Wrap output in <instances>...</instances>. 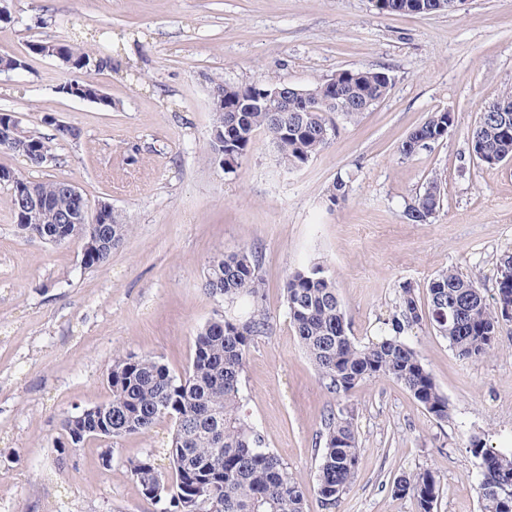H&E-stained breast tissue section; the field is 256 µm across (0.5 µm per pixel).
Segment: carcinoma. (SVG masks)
Masks as SVG:
<instances>
[{"label":"carcinoma","instance_id":"carcinoma-1","mask_svg":"<svg viewBox=\"0 0 512 512\" xmlns=\"http://www.w3.org/2000/svg\"><path fill=\"white\" fill-rule=\"evenodd\" d=\"M459 0H374L375 8L388 15L432 14L455 10ZM50 48L60 65L70 72L112 67V58L97 57L84 47L67 42H37L35 54ZM260 85L268 90L284 85L262 80L216 84L224 89V106L213 109L209 163L231 168L246 155L257 133L263 132L281 159L292 168L307 164L328 146L339 131V122H352L384 98L392 78L384 70L342 68L322 86L323 95L306 102L304 112H271L250 98ZM96 84L75 80L60 86L72 97L92 95ZM455 124L450 111L430 113L398 146L404 157L448 137ZM71 126L55 129L54 138L28 132L29 147L5 146L28 157L36 167L54 158L53 140L76 139ZM471 152L484 166L494 168L512 160V90L482 104L472 130ZM14 182L31 188L46 202L49 211L18 228L54 244L94 235L96 250L85 257L87 267L106 265L114 249L128 234L129 225L112 212L105 224H57L54 214L69 211L74 200L70 184L46 179L31 181L8 169ZM442 178L433 177L424 190L410 198L405 218L413 224H428L440 208ZM347 182L338 177L328 188V201L345 200ZM500 277L493 302H487L474 281L446 270L427 285V310L419 307L414 288L402 286L399 314L392 321L395 335L365 345L350 333L346 310L328 270L314 263L286 276L283 291L288 315L302 349L314 364L319 379L331 395H346L361 383L387 378L405 386L437 420L450 416L448 399L437 387L416 350L399 337L404 330L422 323L448 341L462 360H478L496 348L502 324L512 322V257L500 261ZM204 290L227 304H249L243 315L222 314L219 322H207L194 339V352L182 375L173 374L160 360L133 353L112 359L108 385L111 395L101 403L112 414V432L101 427L98 415L77 421L66 415L56 446L66 452L73 433L81 431L82 442L118 439L144 434L165 418L174 420L167 455L173 480L165 485L153 454L127 460V467L143 491L163 487L159 500L165 512H305L308 493L288 463L268 448L265 439L243 413L240 385L247 353L254 340L268 330V317L261 301L259 266L251 251L242 248L220 254L210 261ZM324 446L318 449L316 492L328 512H334L358 474L359 440L353 423L343 414L329 413L322 422ZM469 451L477 460L481 479L478 495L481 512H512V453L487 447L481 439L470 440ZM398 496L413 499L416 512H434L440 497V482L430 469L404 473L393 483Z\"/></svg>","mask_w":512,"mask_h":512}]
</instances>
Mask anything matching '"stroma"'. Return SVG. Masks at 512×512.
I'll list each match as a JSON object with an SVG mask.
<instances>
[{
    "label": "stroma",
    "mask_w": 512,
    "mask_h": 512,
    "mask_svg": "<svg viewBox=\"0 0 512 512\" xmlns=\"http://www.w3.org/2000/svg\"><path fill=\"white\" fill-rule=\"evenodd\" d=\"M0 11V56L26 62L0 72V110L47 136L52 117L81 131L55 141L47 167L3 149L0 167L77 185L89 205L110 203L130 226L109 263L89 268L80 240L22 234L11 188L0 184V512H160L127 461L150 452L169 473L171 420L87 442L62 472L53 440L63 415L109 398L113 356H153L184 372L197 329L228 308L204 291L207 267L243 248L259 260L270 330L247 355L242 410L308 487L306 512H325L313 486L331 410L351 411L361 448L340 512H416L392 486L426 468L441 485L436 512H480L469 438L512 452V323L474 361L427 326L404 333L448 399L452 416L439 422L390 379L327 393L290 322L283 281L324 264L363 344L388 337L403 285L426 302L439 271L494 297L500 260L512 254V161L481 165L470 136L481 103L512 87V0L429 15H384L371 0H0ZM77 23L94 34V52L112 55L111 68L86 75L109 105L61 94L70 72L30 50L69 41ZM341 68L386 69L391 89L309 163L284 166L261 133L233 171L209 163L215 84L312 87ZM443 110L455 115L447 139L401 156L407 133ZM436 175L438 212L409 223L406 201ZM339 177L348 198L333 205L327 188Z\"/></svg>",
    "instance_id": "1"
}]
</instances>
